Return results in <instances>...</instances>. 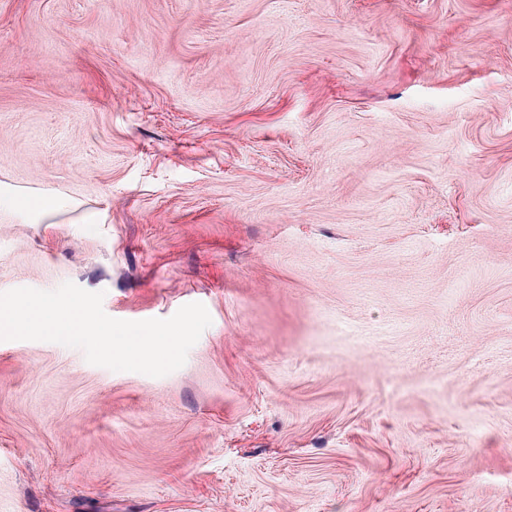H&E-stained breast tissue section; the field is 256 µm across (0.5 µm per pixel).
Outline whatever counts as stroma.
Masks as SVG:
<instances>
[{"label": "stroma", "instance_id": "35a3bbf8", "mask_svg": "<svg viewBox=\"0 0 512 512\" xmlns=\"http://www.w3.org/2000/svg\"><path fill=\"white\" fill-rule=\"evenodd\" d=\"M0 191V292L212 319L0 341V512H512V0H0ZM0 206L18 213H38L40 215H50L59 208V201L56 198L25 197L14 195L10 197H0Z\"/></svg>", "mask_w": 512, "mask_h": 512}]
</instances>
